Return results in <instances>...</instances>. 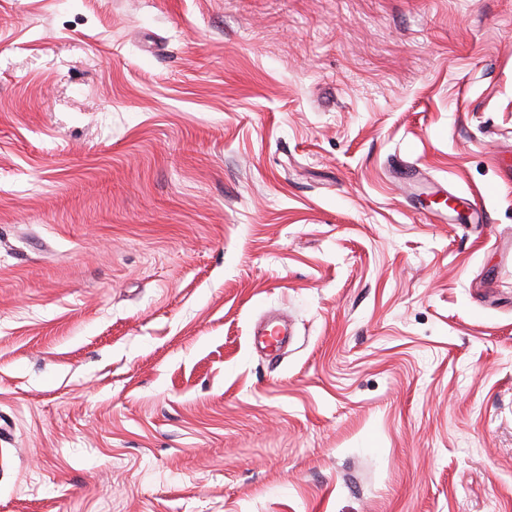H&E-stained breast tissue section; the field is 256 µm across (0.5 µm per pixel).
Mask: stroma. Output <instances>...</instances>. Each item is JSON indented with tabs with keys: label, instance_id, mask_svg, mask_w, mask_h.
Instances as JSON below:
<instances>
[{
	"label": "stroma",
	"instance_id": "35a3bbf8",
	"mask_svg": "<svg viewBox=\"0 0 512 512\" xmlns=\"http://www.w3.org/2000/svg\"><path fill=\"white\" fill-rule=\"evenodd\" d=\"M502 157L512 0H0V512H512Z\"/></svg>",
	"mask_w": 512,
	"mask_h": 512
}]
</instances>
